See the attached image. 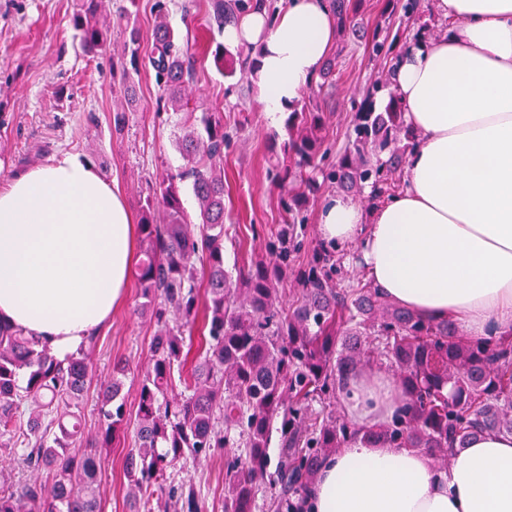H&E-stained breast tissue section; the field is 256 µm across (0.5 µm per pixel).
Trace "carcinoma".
Returning a JSON list of instances; mask_svg holds the SVG:
<instances>
[{
  "label": "carcinoma",
  "mask_w": 512,
  "mask_h": 512,
  "mask_svg": "<svg viewBox=\"0 0 512 512\" xmlns=\"http://www.w3.org/2000/svg\"><path fill=\"white\" fill-rule=\"evenodd\" d=\"M251 0H212L218 31ZM359 0H332L340 29L351 25ZM102 0H83L72 19L82 53L106 51L111 29L94 18ZM404 16L422 22V0H402ZM124 50L136 62L139 32L124 28ZM150 63L164 107L190 105L194 69L167 21L153 31ZM372 55L390 59L383 82L372 86L352 120V136L336 164L318 168L326 113L294 109L288 154L298 168L320 169L322 182L354 192L368 185L375 206L401 188L399 173L418 134L404 122L390 91L400 53L387 27L371 41ZM224 73L250 75L253 62L239 50L215 52ZM184 168L163 178L159 196L145 204L136 276L142 311L160 324L139 386L134 447L125 459L128 512H153L168 495L174 512H203L194 488L174 486L179 461L227 450L224 512H256L277 441L274 493L268 512H302L313 476L330 453L361 442L424 448L441 465L479 433L512 434V332L473 341L449 323H429L413 312L343 277L336 248L319 242L306 264L305 190L286 204L288 223L266 244L270 258L229 270L224 261V123L203 112L197 123H175ZM388 153L387 159L381 154ZM197 201L193 221L181 185ZM294 279L300 303L283 307L280 285ZM198 342H193L194 332ZM94 337L62 363L22 329L0 323V450L24 468L51 474L49 485L20 483L0 471V512H101L97 452L82 448V400ZM379 363L391 368L404 405L388 423L363 428L334 411H318L346 395L344 376ZM127 364H112L101 387L100 437L106 448L127 422L122 390ZM25 378V385L19 379ZM28 410H22L23 405Z\"/></svg>",
  "instance_id": "carcinoma-1"
}]
</instances>
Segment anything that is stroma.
Returning a JSON list of instances; mask_svg holds the SVG:
<instances>
[{
    "label": "stroma",
    "mask_w": 512,
    "mask_h": 512,
    "mask_svg": "<svg viewBox=\"0 0 512 512\" xmlns=\"http://www.w3.org/2000/svg\"><path fill=\"white\" fill-rule=\"evenodd\" d=\"M211 0H136L125 25L138 29L140 54L131 61L124 39L113 35L105 55L81 53L71 20L80 0H0V186L17 173L48 163L63 153L89 160L100 176L117 184L133 217L160 181L178 169L173 121L159 113L161 90L149 63L159 6H166L171 27L194 55L191 107L219 112L231 141L224 150L226 265L247 264L286 218L283 201L292 184H273L268 176L289 140L286 125L270 126L250 81L225 76L214 53L224 36L210 23ZM386 0H364L351 30L340 34L336 82L312 85L303 103L329 112L322 165L335 163L347 143L351 121L368 86L385 69L372 58L364 37L376 25L400 26V15L384 14ZM137 279H129L124 303L96 331L91 373L84 396V435H98V396L115 360L130 370L123 390L127 419H134L142 372L155 320L140 315ZM134 444L125 429L101 458V512H127L124 461ZM217 448L210 455L177 463L175 482L192 484L206 512H224V463Z\"/></svg>",
    "instance_id": "35a3bbf8"
}]
</instances>
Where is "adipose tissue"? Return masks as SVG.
<instances>
[{"label":"adipose tissue","instance_id":"adipose-tissue-1","mask_svg":"<svg viewBox=\"0 0 512 512\" xmlns=\"http://www.w3.org/2000/svg\"><path fill=\"white\" fill-rule=\"evenodd\" d=\"M444 33L411 44L395 92L418 143L403 189L364 212L334 195L321 240L353 251L386 299L467 337L512 331V0H431ZM339 35L331 0L245 13L224 42L251 53V81L278 125L318 79ZM136 227L117 188L67 154L0 187V322L38 337L59 361L123 300ZM360 426L402 406L385 370L348 373ZM304 512H512V435L468 440L447 467L422 448L355 443L322 462Z\"/></svg>","mask_w":512,"mask_h":512}]
</instances>
